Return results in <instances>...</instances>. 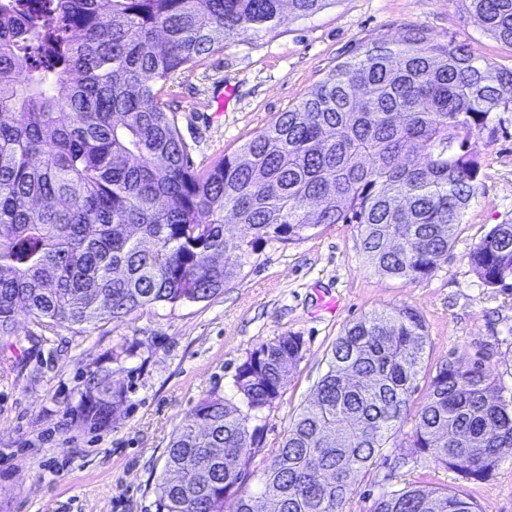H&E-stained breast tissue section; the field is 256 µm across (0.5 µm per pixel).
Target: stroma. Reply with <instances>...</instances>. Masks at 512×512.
<instances>
[{
	"instance_id": "35a3bbf8",
	"label": "stroma",
	"mask_w": 512,
	"mask_h": 512,
	"mask_svg": "<svg viewBox=\"0 0 512 512\" xmlns=\"http://www.w3.org/2000/svg\"><path fill=\"white\" fill-rule=\"evenodd\" d=\"M414 26L512 68V47L487 36L461 0H330L309 17L287 13L272 30L202 55L171 82L167 98L195 169L236 151L363 42ZM493 124L492 140L480 147L479 193L447 260L429 276L386 277L368 263L356 225L324 224L292 241H259L223 292L203 301L146 306L82 329L20 319L14 337L0 338V512H155L154 484L185 415L214 393L238 401L237 367L259 344L293 335L302 357L280 398L250 422L261 439L252 467L264 468L313 397L336 337L396 306L422 315L427 366L478 358L511 392L512 291L486 288L467 259L492 227L512 224V112L495 113ZM324 296L335 297L337 309L325 310ZM104 371L127 398L106 426L93 428L79 411ZM411 429L404 423L361 475L349 512H370L382 491L409 481L462 490L480 512H512V452L489 480L466 483L412 459Z\"/></svg>"
}]
</instances>
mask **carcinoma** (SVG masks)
I'll return each mask as SVG.
<instances>
[{
  "mask_svg": "<svg viewBox=\"0 0 512 512\" xmlns=\"http://www.w3.org/2000/svg\"><path fill=\"white\" fill-rule=\"evenodd\" d=\"M512 46V0H463ZM326 0H0V337L19 317L50 327L121 321L152 304L224 291L264 238L356 224L368 262L406 282L433 273L477 197V147L512 112V69L422 28L371 39L292 110L205 172L166 89L197 59ZM512 291V224L468 254ZM428 336L412 307L337 336L314 398L260 472L250 416L301 358L298 336L259 344L237 367L243 406L213 395L189 412L155 486L156 512H347L359 476L415 418V459L486 481L512 450V395L478 359L454 358L411 410ZM126 390L102 372L81 414L97 426ZM256 489L246 488L249 482ZM371 512H479L446 487L407 483Z\"/></svg>",
  "mask_w": 512,
  "mask_h": 512,
  "instance_id": "obj_1",
  "label": "carcinoma"
}]
</instances>
